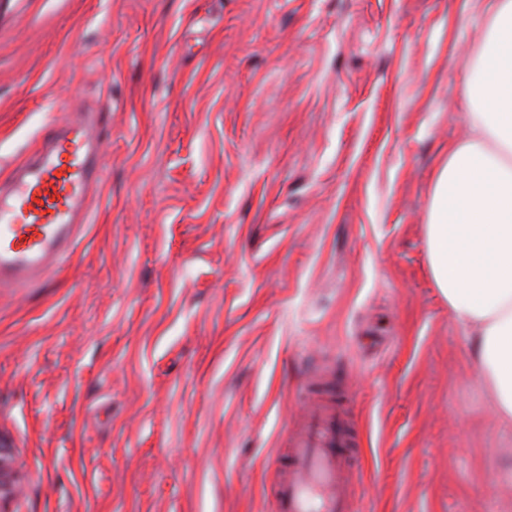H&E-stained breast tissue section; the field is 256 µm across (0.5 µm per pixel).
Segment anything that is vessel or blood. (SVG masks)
Here are the masks:
<instances>
[{
	"label": "vessel or blood",
	"instance_id": "obj_1",
	"mask_svg": "<svg viewBox=\"0 0 512 512\" xmlns=\"http://www.w3.org/2000/svg\"><path fill=\"white\" fill-rule=\"evenodd\" d=\"M99 115L50 131L32 163L0 185V285L31 284L72 252L90 190L103 180ZM349 426L335 401L311 402L290 436L286 473L272 489L273 512H356L344 473Z\"/></svg>",
	"mask_w": 512,
	"mask_h": 512
}]
</instances>
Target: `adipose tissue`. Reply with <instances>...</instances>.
I'll return each mask as SVG.
<instances>
[{
  "mask_svg": "<svg viewBox=\"0 0 512 512\" xmlns=\"http://www.w3.org/2000/svg\"><path fill=\"white\" fill-rule=\"evenodd\" d=\"M490 48L469 85V138L449 143L427 224L430 269L471 338L491 410L512 426V0H488Z\"/></svg>",
  "mask_w": 512,
  "mask_h": 512,
  "instance_id": "1",
  "label": "adipose tissue"
}]
</instances>
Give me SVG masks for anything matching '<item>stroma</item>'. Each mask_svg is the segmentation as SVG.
<instances>
[{
	"mask_svg": "<svg viewBox=\"0 0 512 512\" xmlns=\"http://www.w3.org/2000/svg\"><path fill=\"white\" fill-rule=\"evenodd\" d=\"M486 0H0V180L104 107L72 257L0 288V512H273L321 377L364 512H501L427 219Z\"/></svg>",
	"mask_w": 512,
	"mask_h": 512,
	"instance_id": "35a3bbf8",
	"label": "stroma"
}]
</instances>
